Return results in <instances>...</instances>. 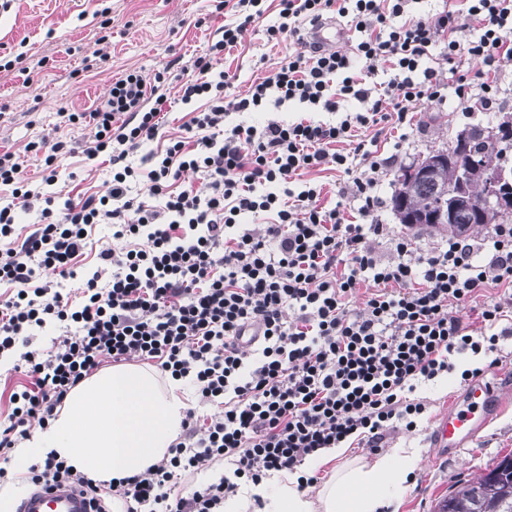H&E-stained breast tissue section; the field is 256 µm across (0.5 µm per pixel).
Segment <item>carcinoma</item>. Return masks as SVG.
Masks as SVG:
<instances>
[{
    "mask_svg": "<svg viewBox=\"0 0 512 512\" xmlns=\"http://www.w3.org/2000/svg\"><path fill=\"white\" fill-rule=\"evenodd\" d=\"M497 137L489 140L485 129L475 125L469 128L468 143L455 150L448 163L439 166L427 179L408 180L399 168L395 175L392 210L399 223L409 229L427 227L443 230L451 235L470 234L480 227L506 224L512 216L497 202L489 203L483 197L486 174L503 171L512 176L506 149H512V117L497 126ZM465 185L470 199L480 206V214L474 208L459 209L450 222L413 223L409 218L439 212L448 203V192ZM504 460L469 479L456 481L448 495L438 500L434 512H512V470H502Z\"/></svg>",
    "mask_w": 512,
    "mask_h": 512,
    "instance_id": "obj_1",
    "label": "carcinoma"
}]
</instances>
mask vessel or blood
I'll return each instance as SVG.
<instances>
[{
  "mask_svg": "<svg viewBox=\"0 0 512 512\" xmlns=\"http://www.w3.org/2000/svg\"><path fill=\"white\" fill-rule=\"evenodd\" d=\"M346 39L336 20L319 21L312 29L314 47L327 50ZM512 397L495 394L490 383L479 381L467 387L456 403L441 415L433 428L432 448L437 456H451L464 448L497 418ZM16 512H89L87 501L66 485L35 489L16 505Z\"/></svg>",
  "mask_w": 512,
  "mask_h": 512,
  "instance_id": "obj_1",
  "label": "vessel or blood"
}]
</instances>
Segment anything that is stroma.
<instances>
[{"mask_svg":"<svg viewBox=\"0 0 512 512\" xmlns=\"http://www.w3.org/2000/svg\"><path fill=\"white\" fill-rule=\"evenodd\" d=\"M223 24V15L214 13L210 0H8L7 8H0V152L14 153L30 188L53 196L56 204L79 195L105 194L111 178L107 156L90 160L74 150L61 159L49 185L42 161L26 152V145L44 136L80 142L81 128L62 122L61 113L88 111L93 102L108 96L113 82L133 71L149 81L167 73L164 132H178L189 111L178 99V60L205 50ZM288 48L285 42L267 43L262 25L255 23L225 54L224 65L238 74L243 91L276 68ZM97 49L103 52L102 60L85 69V57ZM497 79L499 111L464 115L452 95L440 103H424L406 140H383L381 151L397 154L398 164L407 165L430 150L447 147L465 127L496 126L502 114H512V59L501 62ZM484 360L481 354L455 357L458 374L449 383L418 386L416 396L426 405L421 422L416 430L390 433L384 446L416 449L421 462L400 508L388 506L382 512H433L455 480L480 473L512 452L511 406L458 457L432 456V427L466 387L460 371Z\"/></svg>","mask_w":512,"mask_h":512,"instance_id":"1","label":"stroma"}]
</instances>
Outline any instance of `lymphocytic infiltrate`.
Segmentation results:
<instances>
[{"mask_svg": "<svg viewBox=\"0 0 512 512\" xmlns=\"http://www.w3.org/2000/svg\"><path fill=\"white\" fill-rule=\"evenodd\" d=\"M415 0H278L268 41L293 40L296 49L245 95L219 68L249 24L264 21L266 0H216L229 12L221 36L182 67L183 104L205 101L164 150L142 153L165 124L167 101L158 85L137 73L116 81L108 97L67 120L84 126L83 154H107L112 166L105 195L66 199L27 188L11 152L0 153V282L14 286L0 302V354L19 353L29 386L13 393L0 423V458L47 426L68 393L104 359L158 361L162 371L190 381L217 413L187 410L183 433L167 456L140 475L120 479L127 503L148 512H224L241 483L297 471L307 456L354 441L380 447L397 425L416 428L425 411L418 383L450 373L453 355L495 352L512 310V225H494L481 242L452 237L430 250L393 236L377 216L379 176L390 158L354 141L356 130L411 125L423 101L455 94L465 112L499 108L492 80L512 56V0H452L431 15ZM349 18L364 38L357 59L304 46L301 27L324 15ZM468 57L489 80L473 84L445 67ZM390 71L384 88L371 86L377 69ZM357 102L340 121L318 120L341 102ZM293 104L303 118L227 126L236 112ZM354 141L352 152L340 143ZM332 166L345 183L337 202L308 174ZM203 183L176 190L184 173ZM146 184V195L134 194ZM39 209L35 230L19 237L24 215ZM353 209L357 221L346 220ZM107 224L122 250L102 249L75 304L54 291L47 272L75 267L93 226ZM394 239L392 260L374 240ZM370 291L362 313L349 309L361 285ZM494 285L505 291L484 307L481 328L448 307L478 299ZM63 327L56 342L19 351L21 337ZM220 460L219 477L181 495L178 481L203 462ZM35 486L70 485L92 512H112L96 480L47 455L32 464Z\"/></svg>", "mask_w": 512, "mask_h": 512, "instance_id": "1", "label": "lymphocytic infiltrate"}]
</instances>
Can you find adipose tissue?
<instances>
[{"instance_id": "ef3b65f1", "label": "adipose tissue", "mask_w": 512, "mask_h": 512, "mask_svg": "<svg viewBox=\"0 0 512 512\" xmlns=\"http://www.w3.org/2000/svg\"><path fill=\"white\" fill-rule=\"evenodd\" d=\"M188 409L181 382L159 379L148 366L117 365L78 383L51 424L28 439L21 459L56 452L100 482L141 474L167 455ZM420 458L394 448L371 460L342 464L320 487H300L288 473L247 484L224 501V512H381L401 505Z\"/></svg>"}]
</instances>
